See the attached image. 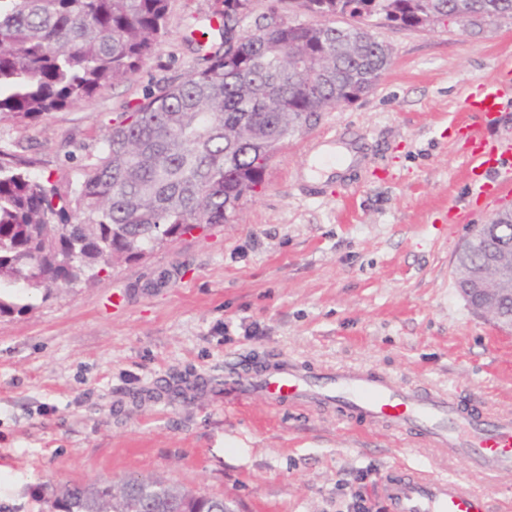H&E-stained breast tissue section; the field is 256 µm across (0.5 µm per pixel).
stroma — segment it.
Segmentation results:
<instances>
[{
    "instance_id": "35a3bbf8",
    "label": "stroma",
    "mask_w": 512,
    "mask_h": 512,
    "mask_svg": "<svg viewBox=\"0 0 512 512\" xmlns=\"http://www.w3.org/2000/svg\"><path fill=\"white\" fill-rule=\"evenodd\" d=\"M220 6L169 0L167 34L137 74L37 122L1 120L0 144L26 146L42 179L77 178L126 104L198 67L186 25ZM369 26L392 50L388 70L288 138L230 223L0 317V512H49L48 486L130 476L223 495L231 512H352L360 493L388 512L375 487L401 467L512 502V474L469 468L410 431L260 395L224 403L225 373L291 360L512 417V331L455 286L473 225L512 207L472 196L455 130L476 120L465 97L512 67V17ZM326 145L359 160L312 197L307 171Z\"/></svg>"
}]
</instances>
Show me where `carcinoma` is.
Masks as SVG:
<instances>
[{
    "instance_id": "carcinoma-1",
    "label": "carcinoma",
    "mask_w": 512,
    "mask_h": 512,
    "mask_svg": "<svg viewBox=\"0 0 512 512\" xmlns=\"http://www.w3.org/2000/svg\"><path fill=\"white\" fill-rule=\"evenodd\" d=\"M276 2L404 28L460 5L512 16V0ZM222 3L217 22L188 26L201 67L127 106L78 179L44 181L26 150L0 148V317L99 280L161 233L228 223L286 139L356 101L387 69L382 43L354 26L283 18L235 38L232 22L251 0ZM167 9L168 0H0V116L37 121L135 74L166 34ZM213 30L224 42L209 50ZM50 498L55 512H229L222 496L159 478L66 485Z\"/></svg>"
}]
</instances>
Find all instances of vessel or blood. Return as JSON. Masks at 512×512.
<instances>
[{
    "label": "vessel or blood",
    "mask_w": 512,
    "mask_h": 512,
    "mask_svg": "<svg viewBox=\"0 0 512 512\" xmlns=\"http://www.w3.org/2000/svg\"><path fill=\"white\" fill-rule=\"evenodd\" d=\"M506 96L497 82L466 97L464 111L481 124L465 126L468 145L465 171L477 197L512 195V141H488L484 128L497 118ZM262 393L273 406L316 401L336 408L345 418L363 417L371 424L415 428L434 446L447 449L469 467L491 473H512V419L489 418L471 405L430 389L411 390L369 371L338 368L311 376L296 362H284L256 375H228L225 397ZM391 512H491L487 498L463 491L459 482L418 472H398L379 487Z\"/></svg>",
    "instance_id": "obj_1"
}]
</instances>
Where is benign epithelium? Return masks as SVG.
Returning <instances> with one entry per match:
<instances>
[{
    "label": "benign epithelium",
    "instance_id": "7a95c632",
    "mask_svg": "<svg viewBox=\"0 0 512 512\" xmlns=\"http://www.w3.org/2000/svg\"><path fill=\"white\" fill-rule=\"evenodd\" d=\"M489 225L478 226L456 253L455 277L466 271L467 288L458 290L466 302L476 298L481 305L476 313L498 310L499 302L512 298V241L493 239Z\"/></svg>",
    "mask_w": 512,
    "mask_h": 512
}]
</instances>
